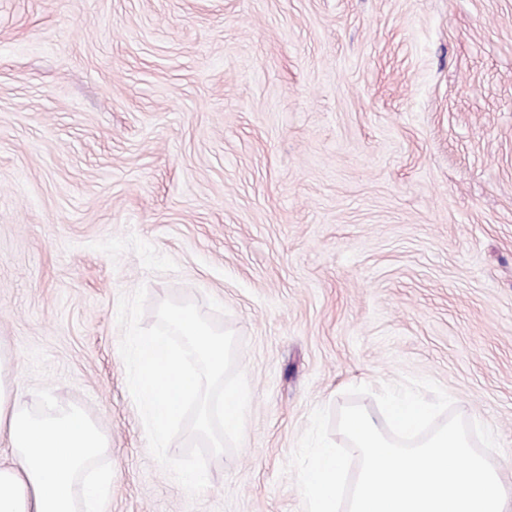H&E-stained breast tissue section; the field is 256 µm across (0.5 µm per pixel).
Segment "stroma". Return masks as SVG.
Masks as SVG:
<instances>
[{"mask_svg":"<svg viewBox=\"0 0 512 512\" xmlns=\"http://www.w3.org/2000/svg\"><path fill=\"white\" fill-rule=\"evenodd\" d=\"M141 285L238 339L195 498L128 390ZM0 345L111 438L101 512H303L311 411L408 376L512 471V0H0Z\"/></svg>","mask_w":512,"mask_h":512,"instance_id":"obj_1","label":"stroma"}]
</instances>
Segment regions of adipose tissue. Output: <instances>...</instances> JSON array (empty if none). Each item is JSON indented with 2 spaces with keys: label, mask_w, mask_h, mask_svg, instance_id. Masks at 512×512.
Listing matches in <instances>:
<instances>
[{
  "label": "adipose tissue",
  "mask_w": 512,
  "mask_h": 512,
  "mask_svg": "<svg viewBox=\"0 0 512 512\" xmlns=\"http://www.w3.org/2000/svg\"><path fill=\"white\" fill-rule=\"evenodd\" d=\"M10 373L0 349V444L11 455L0 463V512H100L112 476L87 473L110 440L78 408L27 407Z\"/></svg>",
  "instance_id": "ef3b65f1"
}]
</instances>
